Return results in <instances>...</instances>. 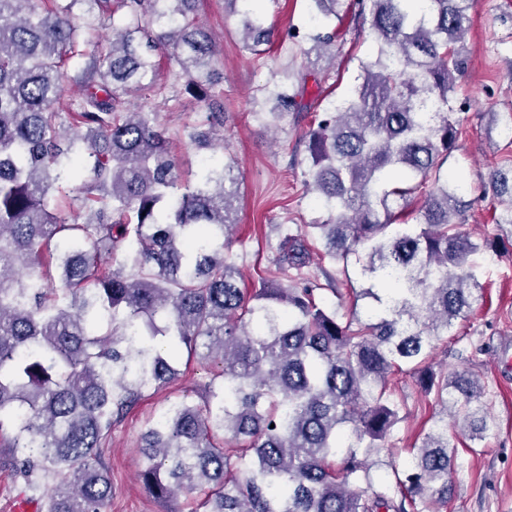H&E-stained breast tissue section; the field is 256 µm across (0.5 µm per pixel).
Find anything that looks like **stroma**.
<instances>
[{
    "label": "stroma",
    "mask_w": 512,
    "mask_h": 512,
    "mask_svg": "<svg viewBox=\"0 0 512 512\" xmlns=\"http://www.w3.org/2000/svg\"><path fill=\"white\" fill-rule=\"evenodd\" d=\"M259 8L275 29L271 50L262 56L243 48L241 18L224 0H199L196 13L198 24L212 34L220 50L217 64L224 71V123L218 132L240 181L237 224L227 255L244 288L256 285L260 271L275 268L278 225L313 224L324 218L305 183L303 138L308 119L293 112L270 116L272 104L262 98L261 88L283 81L289 73L326 70L334 81L331 97L342 98L356 84L360 62L371 50L365 35L346 28L332 49L333 63L315 61L284 39L289 28H309L308 0H260ZM463 44L467 67L450 94L460 134L442 170L461 172L472 186L466 195L470 206L464 231L476 239L495 241L498 250L475 256L486 303L457 320L433 366L438 371L467 370L477 375L498 419V431L475 445L462 440L445 512H512V225L495 223L492 198L475 191L492 170L512 164V145L492 120L493 113L512 110V0H472ZM135 103L155 110L158 123L172 133L185 123L204 120L208 112L206 101L191 97L180 81L169 82L163 97H139ZM307 272L317 279L331 274L332 289L319 294L329 308L339 305L340 294L365 285L355 261L324 257L317 241ZM177 369L172 383L146 392L113 427L102 448L101 455L112 468V497L105 512H201L199 498L179 495L157 500L139 479L145 466L140 435L146 422L158 418L171 401L202 403L205 387L223 366L217 360L181 361ZM397 395L404 399L408 413L396 427L394 443L408 449L420 444L428 430L435 400L410 377L401 380Z\"/></svg>",
    "instance_id": "35a3bbf8"
}]
</instances>
